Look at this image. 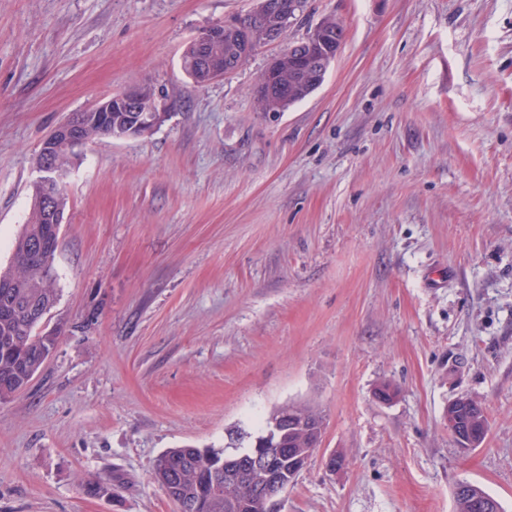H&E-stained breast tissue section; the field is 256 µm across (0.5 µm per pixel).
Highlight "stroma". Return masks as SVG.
I'll return each instance as SVG.
<instances>
[{
  "instance_id": "obj_1",
  "label": "stroma",
  "mask_w": 512,
  "mask_h": 512,
  "mask_svg": "<svg viewBox=\"0 0 512 512\" xmlns=\"http://www.w3.org/2000/svg\"><path fill=\"white\" fill-rule=\"evenodd\" d=\"M253 6L0 0L1 267L59 124L135 85L169 101L71 168L57 343L0 403V512H177L165 450L291 403L326 429L281 512H458L462 482L512 512V0H308L288 40L330 14L346 39L283 112L255 107L283 43L200 88L181 66ZM459 396L488 416L467 451Z\"/></svg>"
}]
</instances>
